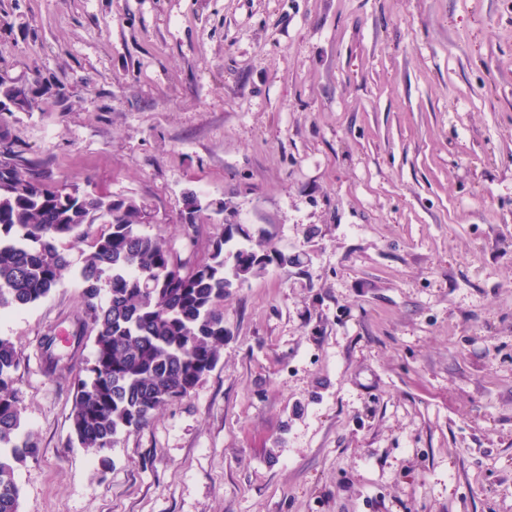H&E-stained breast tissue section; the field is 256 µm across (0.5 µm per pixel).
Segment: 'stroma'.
Instances as JSON below:
<instances>
[{
  "instance_id": "35a3bbf8",
  "label": "stroma",
  "mask_w": 512,
  "mask_h": 512,
  "mask_svg": "<svg viewBox=\"0 0 512 512\" xmlns=\"http://www.w3.org/2000/svg\"><path fill=\"white\" fill-rule=\"evenodd\" d=\"M0 80L31 103L1 135L177 254L227 205L303 259L105 468L70 441L80 283L1 317L19 512H512V0H0Z\"/></svg>"
}]
</instances>
